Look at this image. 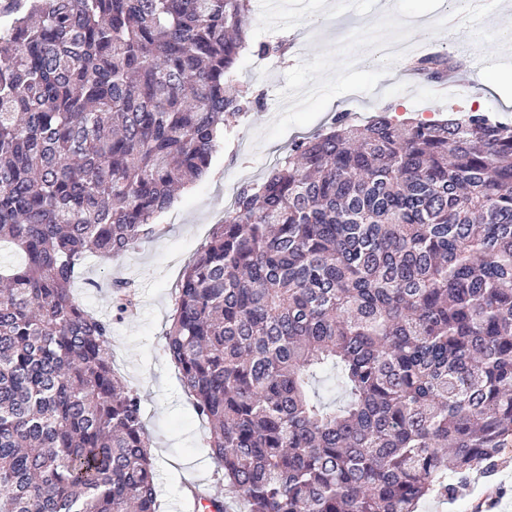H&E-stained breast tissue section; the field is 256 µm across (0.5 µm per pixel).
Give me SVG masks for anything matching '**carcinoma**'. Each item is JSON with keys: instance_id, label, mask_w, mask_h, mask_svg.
<instances>
[{"instance_id": "carcinoma-1", "label": "carcinoma", "mask_w": 512, "mask_h": 512, "mask_svg": "<svg viewBox=\"0 0 512 512\" xmlns=\"http://www.w3.org/2000/svg\"><path fill=\"white\" fill-rule=\"evenodd\" d=\"M0 512H158L113 319L77 268L158 232L247 101L250 0H3ZM462 63L420 57L439 82ZM165 352L223 488L210 512H417L512 440V124L383 113L242 186L175 291Z\"/></svg>"}]
</instances>
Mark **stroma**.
Masks as SVG:
<instances>
[{"mask_svg": "<svg viewBox=\"0 0 512 512\" xmlns=\"http://www.w3.org/2000/svg\"><path fill=\"white\" fill-rule=\"evenodd\" d=\"M451 0H360L340 11L336 0H251V41L235 74L247 87L252 105L233 133L214 154L208 174L186 188L159 218L160 231L119 258H89L80 268L74 295L88 310L111 316L112 281L129 282L138 300L136 313L112 324V361L140 397L143 420L155 459L159 512H188L184 488L200 484L219 489L223 472L210 457L208 424L187 398L177 368L164 351L175 288L184 267L208 241L213 224L224 216L229 196L245 183L262 181L289 145L346 113L352 123L365 124L384 109L397 118L433 120L454 111H496L512 122V67L503 68L488 85L472 80L463 98L436 96L432 84L408 76L405 68L390 72L352 65L378 25L411 46L422 36L404 28V21L435 22ZM495 26L469 27L461 38L432 39L433 50L456 53L479 43L484 57L496 56L500 42ZM277 43L275 54L260 44ZM495 476H472L447 502L424 501L419 512H476L487 493H501L498 512H512V443L503 448Z\"/></svg>", "mask_w": 512, "mask_h": 512, "instance_id": "35a3bbf8", "label": "stroma"}]
</instances>
